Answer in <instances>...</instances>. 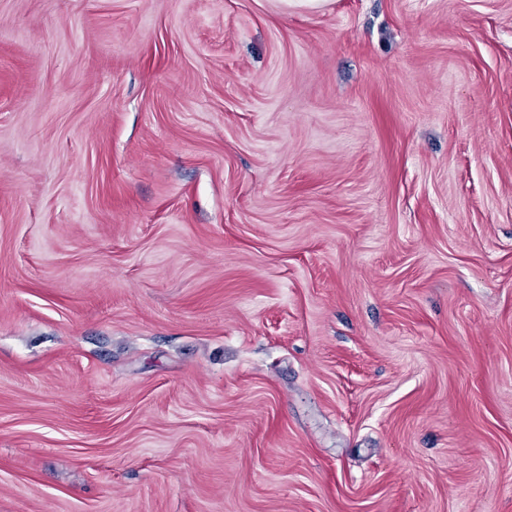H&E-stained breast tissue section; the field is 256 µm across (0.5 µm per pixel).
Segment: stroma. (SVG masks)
<instances>
[{
    "label": "stroma",
    "mask_w": 512,
    "mask_h": 512,
    "mask_svg": "<svg viewBox=\"0 0 512 512\" xmlns=\"http://www.w3.org/2000/svg\"><path fill=\"white\" fill-rule=\"evenodd\" d=\"M0 512H512V0H0Z\"/></svg>",
    "instance_id": "1"
}]
</instances>
